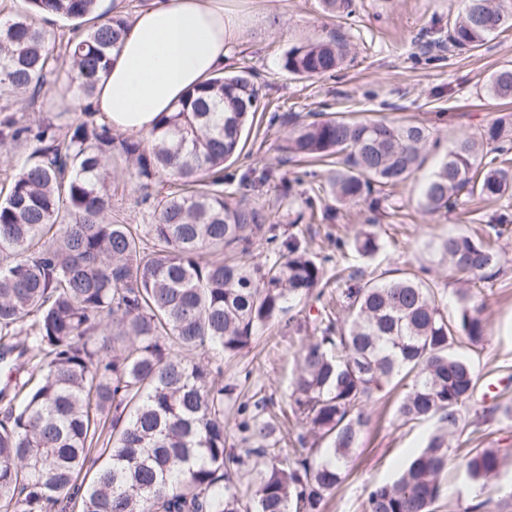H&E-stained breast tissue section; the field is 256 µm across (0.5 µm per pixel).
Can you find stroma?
Returning <instances> with one entry per match:
<instances>
[{"label":"stroma","mask_w":512,"mask_h":512,"mask_svg":"<svg viewBox=\"0 0 512 512\" xmlns=\"http://www.w3.org/2000/svg\"><path fill=\"white\" fill-rule=\"evenodd\" d=\"M224 8L244 21L234 35L226 67L231 70L248 63L262 86V108L245 151L224 169V193L264 205L272 222L288 226L291 215L302 210L310 195L315 196L318 209L333 203L324 190L327 164L296 166L281 160L277 146L289 131L291 118L328 112L358 119L432 121L438 148L422 173L395 188L397 214L375 220L383 247L374 257H360L354 250L356 232L370 220L360 207L340 210L332 222L297 225L296 231L330 276L340 263L364 280L386 270L429 268L438 298L452 317L458 314L456 291L461 283L449 271L447 261L431 250V242L461 232L490 241L501 253L499 272L470 292V304L486 324L484 341L474 345L460 336L453 345L475 375L473 398L462 410L472 434L459 439L450 457L445 490L435 510L464 512L478 495L489 500L492 512H512V457L478 492L470 487L463 466L472 449H512V415L504 413L505 408H512V223L491 230L483 216L484 205L468 199L448 215H430L419 206L421 184L448 147L463 134L512 113V103L482 91L491 72L512 62V29L477 50L461 52L447 46L429 60L426 44L447 36L448 21L460 12L461 0H352L351 15L341 18L327 17L320 0H224ZM337 33L345 37L348 55L333 75L298 79L283 69L288 48ZM269 168L275 170V179L245 185L243 174ZM282 174L292 185L288 199L280 196L278 177ZM112 198L128 223H154L153 205L142 202L140 192L122 174L112 180ZM312 334V329L299 331L283 320L257 335L237 356L225 358L224 380L237 385L224 400L225 420H238L239 407L258 391L272 397L276 408H287L297 352ZM491 382L498 384L499 392L487 400L483 393ZM403 392L400 386L386 388L368 405L370 423L361 447L347 478L328 494L325 512H364L370 487L392 481L424 446L434 424L407 423L400 418Z\"/></svg>","instance_id":"1"}]
</instances>
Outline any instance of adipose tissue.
Segmentation results:
<instances>
[{
    "label": "adipose tissue",
    "mask_w": 512,
    "mask_h": 512,
    "mask_svg": "<svg viewBox=\"0 0 512 512\" xmlns=\"http://www.w3.org/2000/svg\"><path fill=\"white\" fill-rule=\"evenodd\" d=\"M241 23L224 0H151L135 13L91 111L117 131L148 134L160 113L223 68Z\"/></svg>",
    "instance_id": "obj_1"
}]
</instances>
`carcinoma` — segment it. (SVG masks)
I'll use <instances>...</instances> for the list:
<instances>
[{"instance_id": "cac0c4a2", "label": "carcinoma", "mask_w": 512, "mask_h": 512, "mask_svg": "<svg viewBox=\"0 0 512 512\" xmlns=\"http://www.w3.org/2000/svg\"><path fill=\"white\" fill-rule=\"evenodd\" d=\"M0 17V148L29 146L28 158L0 183V340L25 335L0 355L13 370L31 365L23 403L0 419V512H324L325 498L349 471L368 423L367 404L395 380H409L404 422L437 427L398 478L373 486L365 512H433L448 468L450 439L463 433L461 409L475 389L469 362L450 352L461 332L486 335L468 292L448 320L434 285L413 272L384 271L349 284L319 335L297 357L288 410L308 425L315 447L281 456L271 400L252 403L237 426L244 447L226 448L219 363L194 353L236 356L292 304L322 297L330 284L296 233L266 224L260 206L224 195V165L243 150L260 105L253 68L218 72L146 136H124L84 110L20 108L56 90L62 104L87 100L108 73L129 31L127 13L98 12V0H23ZM448 28L451 45L476 50L512 27V0H463ZM70 23L51 35L47 16ZM345 58L339 37L307 41L283 57L288 74L320 78ZM512 100V64L484 83ZM431 129L423 121H296L278 150L289 160L336 158L329 194L341 206L393 210L386 189L424 167ZM122 164L156 199L144 229L113 216L112 167ZM500 205L489 227L512 221V113L457 139L426 178L420 206L446 214L462 195ZM334 220L305 199L296 222ZM280 259L249 263L257 233ZM363 256L381 249L362 229ZM451 269L477 283L501 254L483 239L450 233L434 244ZM499 448H476L465 473L475 485L496 476Z\"/></svg>"}]
</instances>
